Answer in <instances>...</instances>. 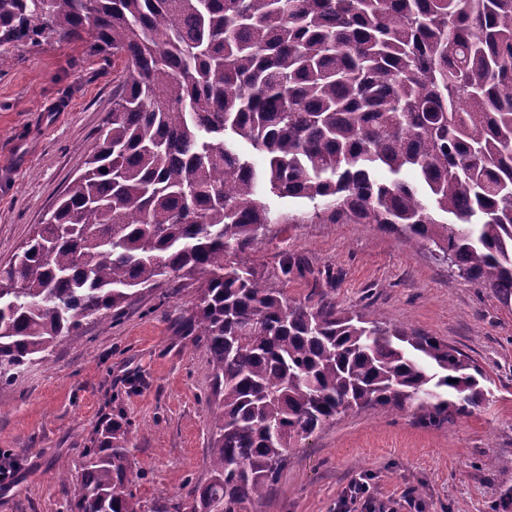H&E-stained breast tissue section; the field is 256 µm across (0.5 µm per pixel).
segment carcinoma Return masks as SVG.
Instances as JSON below:
<instances>
[{"label": "carcinoma", "instance_id": "obj_1", "mask_svg": "<svg viewBox=\"0 0 512 512\" xmlns=\"http://www.w3.org/2000/svg\"><path fill=\"white\" fill-rule=\"evenodd\" d=\"M88 27L128 78L85 171L0 268L1 382L138 291L196 283L185 329L215 407L195 512H246L337 415L440 424L482 403V369L444 340L290 301L238 255L269 224H377L511 301L512 0H0V47ZM130 436L114 418L80 471L59 466L67 512H144Z\"/></svg>", "mask_w": 512, "mask_h": 512}]
</instances>
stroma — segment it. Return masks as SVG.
<instances>
[{
    "instance_id": "obj_1",
    "label": "stroma",
    "mask_w": 512,
    "mask_h": 512,
    "mask_svg": "<svg viewBox=\"0 0 512 512\" xmlns=\"http://www.w3.org/2000/svg\"><path fill=\"white\" fill-rule=\"evenodd\" d=\"M126 77L90 35L0 52V265L84 170ZM289 300L370 310L447 341L487 373L468 415L423 425L415 409L362 411L299 440L248 512H349L343 496L367 472L374 503L414 499L421 512H497L512 499V303L459 278L416 240L375 224H272L239 255ZM195 287L140 291L110 324L86 321L48 360L0 382V450L18 466L0 512H63L73 494L58 466L79 470L99 423L133 425L132 473L146 512L187 505L208 477L212 403L207 357L182 321Z\"/></svg>"
}]
</instances>
